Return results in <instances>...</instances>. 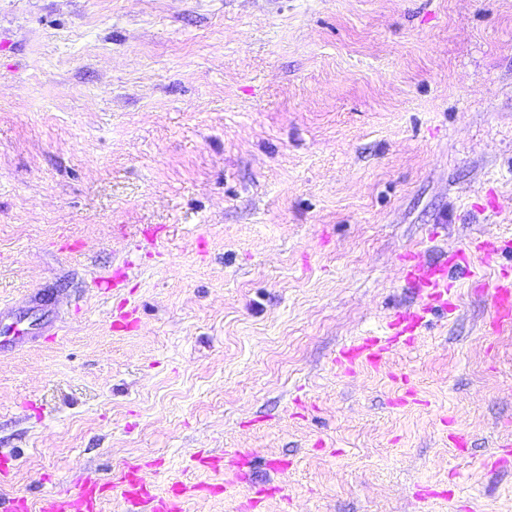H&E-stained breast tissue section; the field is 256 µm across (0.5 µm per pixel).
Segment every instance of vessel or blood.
Returning a JSON list of instances; mask_svg holds the SVG:
<instances>
[{
  "instance_id": "obj_1",
  "label": "vessel or blood",
  "mask_w": 512,
  "mask_h": 512,
  "mask_svg": "<svg viewBox=\"0 0 512 512\" xmlns=\"http://www.w3.org/2000/svg\"><path fill=\"white\" fill-rule=\"evenodd\" d=\"M486 259L494 261L512 257L511 238H488L474 245ZM470 260L466 252H456L437 261H428L412 254L407 258L404 281L418 297L416 308L400 314L389 325L385 336H370L360 343L340 351L336 362L345 369L363 363L378 365L394 347L412 346L428 315L449 312L455 307L451 292L452 276H470ZM512 325V267L501 266L492 294V312L488 328L496 332ZM57 321L54 303L43 290L29 293L24 307L0 311V352H12L41 338L56 336ZM205 484L187 485L173 483L163 497L153 495L151 489L139 477L137 470L121 474L114 484L86 478L73 491L60 495L44 496L39 512H100L104 498L118 492L125 504L137 507L150 505L151 512H183L187 496L206 492Z\"/></svg>"
}]
</instances>
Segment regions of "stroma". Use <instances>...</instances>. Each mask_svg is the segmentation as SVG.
<instances>
[{
	"label": "stroma",
	"instance_id": "obj_1",
	"mask_svg": "<svg viewBox=\"0 0 512 512\" xmlns=\"http://www.w3.org/2000/svg\"><path fill=\"white\" fill-rule=\"evenodd\" d=\"M3 39L0 306L60 328L0 356V494L135 466L215 484L184 512H512L498 263L334 362L413 304L408 253L512 237V0H0ZM471 272L470 260L464 251L447 254L437 261L410 254L404 270V281L416 291L420 300L418 306L398 315L389 324L390 333L387 336H370L341 350L336 363L346 370L362 363L377 366L391 348L412 346L427 315L454 309L449 279L453 275L468 277Z\"/></svg>",
	"mask_w": 512,
	"mask_h": 512
}]
</instances>
